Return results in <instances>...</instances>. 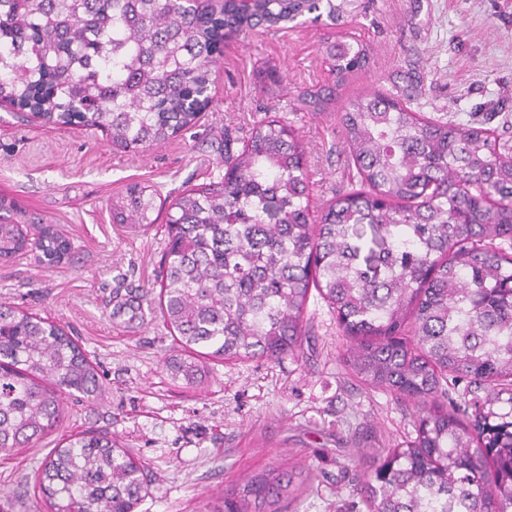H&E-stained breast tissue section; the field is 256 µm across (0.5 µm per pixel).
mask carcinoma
<instances>
[{"label": "carcinoma", "mask_w": 512, "mask_h": 512, "mask_svg": "<svg viewBox=\"0 0 512 512\" xmlns=\"http://www.w3.org/2000/svg\"><path fill=\"white\" fill-rule=\"evenodd\" d=\"M353 0H0V100L54 125L101 130L137 152L194 127L212 102L218 47L229 35L334 23ZM344 85L371 48L322 47ZM334 91L298 100L327 109ZM348 187L309 208L303 146L282 119L254 125L238 150L224 137V176L169 206L157 286L142 290L184 356L188 384L209 355L299 356L314 290L347 337L343 363L367 388L413 406L414 435L384 449L354 485L367 512H512V147L484 126L412 110L382 91L337 115ZM157 190L112 199V223L146 231ZM0 197V260L24 251L58 263L69 242ZM464 384L465 399L450 387ZM100 390L65 329L0 305V453L40 440L62 394ZM309 475L278 466L248 479L213 512H282ZM38 487L52 512H134L144 468L107 435L51 453Z\"/></svg>", "instance_id": "cac0c4a2"}]
</instances>
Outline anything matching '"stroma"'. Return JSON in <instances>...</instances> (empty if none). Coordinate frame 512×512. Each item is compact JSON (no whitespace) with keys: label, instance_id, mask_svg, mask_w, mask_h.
<instances>
[{"label":"stroma","instance_id":"1","mask_svg":"<svg viewBox=\"0 0 512 512\" xmlns=\"http://www.w3.org/2000/svg\"><path fill=\"white\" fill-rule=\"evenodd\" d=\"M336 24L306 22L226 39L215 66L214 101L196 127L143 152L113 147L105 133L54 126L0 109V196L31 218L27 234L52 226L70 241L68 259L47 266L36 253L0 260V304L60 324L97 369L101 392L63 400L58 424L26 448L0 453V512H51L35 488L38 470L71 436L108 433L151 479L134 512H211L252 475L293 463L314 478L283 512H361L353 493L379 454L413 429L411 407L364 387L342 361L345 339L318 294L306 311L298 358H204L198 386L173 378L177 346L160 315H141L167 246L164 223L131 235L113 224L110 202L134 183L161 195L216 182L224 137L282 116L301 137L320 208L349 177L336 114L375 90L414 111L493 128L512 141V0H356ZM370 44L366 70L338 87L326 112L294 110L297 95L336 78L324 41ZM287 74L261 82L262 62ZM336 86V85H335Z\"/></svg>","mask_w":512,"mask_h":512}]
</instances>
